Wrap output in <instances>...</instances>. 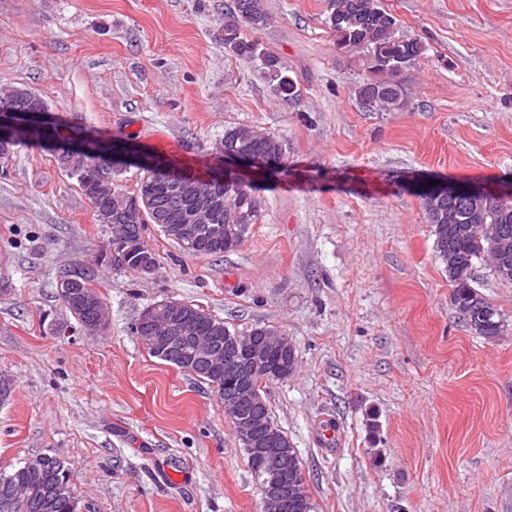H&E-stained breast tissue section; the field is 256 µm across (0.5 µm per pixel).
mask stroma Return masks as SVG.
Listing matches in <instances>:
<instances>
[{
  "mask_svg": "<svg viewBox=\"0 0 512 512\" xmlns=\"http://www.w3.org/2000/svg\"><path fill=\"white\" fill-rule=\"evenodd\" d=\"M230 0H0V85L46 103L62 136L131 140L176 171L225 168L224 129L278 136L287 176L246 171L264 199L221 256L142 235L153 275L95 264L112 236L51 152L17 146L0 177V470L41 453L74 469L82 512H261L216 389L150 356L132 325L162 300L239 330H279L295 373L267 383L316 512H512V284L475 287L505 320L470 331L410 185L512 180V0H380L424 53L398 112L362 108L324 0H263L251 31L295 80L274 95L224 48ZM92 270L106 329L57 294Z\"/></svg>",
  "mask_w": 512,
  "mask_h": 512,
  "instance_id": "stroma-1",
  "label": "stroma"
}]
</instances>
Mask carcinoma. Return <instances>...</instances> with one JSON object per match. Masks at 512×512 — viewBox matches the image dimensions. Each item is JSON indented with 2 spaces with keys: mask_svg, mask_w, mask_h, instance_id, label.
I'll use <instances>...</instances> for the list:
<instances>
[{
  "mask_svg": "<svg viewBox=\"0 0 512 512\" xmlns=\"http://www.w3.org/2000/svg\"><path fill=\"white\" fill-rule=\"evenodd\" d=\"M324 22L336 37L338 49L357 55L361 66L370 77L357 87V97L363 108L382 111H396L406 104L405 93L398 81L400 72L397 65L409 69L418 63L423 54L422 44L399 33V23L392 14L379 5V0H325ZM269 22V15L264 9L263 0H231L224 13V47L235 57L247 62L273 57L260 43L251 40L245 34L246 29L258 30ZM262 73L276 95L285 100L298 96L293 79L288 76L281 63L274 66L261 65ZM20 137L30 146H41L53 138L56 126L49 121L27 122L20 126ZM251 128L238 125L224 128V148L229 151H245L268 161V172L278 174L285 168V149L282 141L273 134L263 133L257 139L249 136ZM57 150L72 154L77 160L72 162V178L90 174L97 170L102 156L112 159V194L115 198H106L94 204L99 221L107 223L110 211L125 209L130 195L125 193L118 183L120 175L127 168L134 166L143 172L140 179H145L149 172V160L153 156L139 152L132 143L122 140H109L75 128L67 142L59 145ZM181 177L171 172L168 179L156 189L155 206L169 224L184 223V212L189 206L178 191ZM429 182H421L414 188L420 198L432 235H437V225H448V202L432 207L433 200L422 193L421 188ZM212 194L224 199V213L217 226L221 228V245L211 241L207 230L198 228L197 245L187 250L194 256H219L234 250L244 240L252 224L256 223L262 211V198L256 194V187L246 184L234 190L217 187ZM460 222L463 224H500L509 233L512 241V199L490 194L483 198L477 207L467 204L458 209ZM127 223L133 225V234L116 248L112 267L136 274L138 261L145 243L141 230L146 224L153 223L152 214L137 209L128 211ZM437 256L443 263H448V253L454 254L453 265L448 267V282L452 287V303L459 316L475 334L483 337H496L503 332L504 323L499 310L489 301L483 314L477 316L474 310L466 306L478 294L474 286L475 262L483 259L482 241L469 235L455 239L451 248L435 246ZM70 278L79 282V288L85 293L83 310L72 313L78 321H90L95 318L97 305L104 303L103 296L92 286V279L86 274H72ZM191 341H185L165 354L151 352V355L165 361L184 372L203 378L213 384H228L222 374L210 375L202 365L190 355ZM58 456L42 453L10 472H0V502H10V509L0 512H33L30 505L13 495L14 485L27 482L37 494L47 491L56 482L65 479Z\"/></svg>",
  "mask_w": 512,
  "mask_h": 512,
  "instance_id": "cac0c4a2",
  "label": "carcinoma"
}]
</instances>
